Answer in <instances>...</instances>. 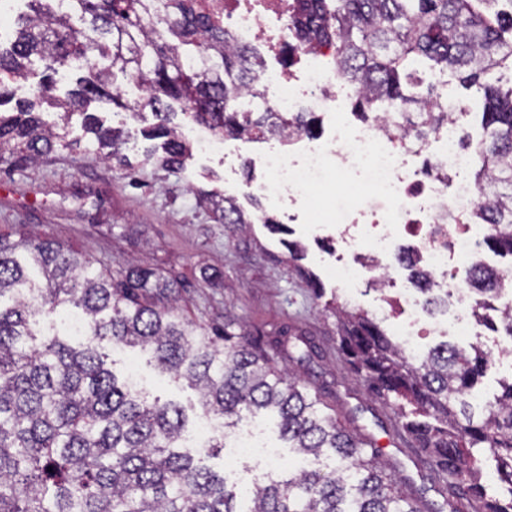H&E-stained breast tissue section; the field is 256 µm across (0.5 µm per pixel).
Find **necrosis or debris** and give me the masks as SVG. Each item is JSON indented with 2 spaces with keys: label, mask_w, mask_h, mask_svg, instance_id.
<instances>
[{
  "label": "necrosis or debris",
  "mask_w": 512,
  "mask_h": 512,
  "mask_svg": "<svg viewBox=\"0 0 512 512\" xmlns=\"http://www.w3.org/2000/svg\"><path fill=\"white\" fill-rule=\"evenodd\" d=\"M239 46L273 48L288 42V0H208ZM313 63L299 73L262 70L269 107L279 112L304 108L334 116L329 131L313 137L295 136L289 146L269 138L258 158L276 176L257 183L255 192L286 204L302 201L314 185L331 175L354 173L382 200L362 206L350 197L343 219L335 224L336 240L348 254L338 265L341 281L364 278L376 287L393 281L390 256L408 241L406 260L429 277V283L455 299L464 314H472L469 291L457 276L459 267H471L475 225L468 219L480 203L474 184L464 173L471 154L456 150L453 131L461 106L449 103L445 120L419 134L406 112H382L371 121L353 124L340 119L344 97L353 88L336 82V72L323 60L336 56L332 45L310 50ZM406 315L399 343L416 358V343L426 330L416 288L400 296Z\"/></svg>",
  "instance_id": "1"
}]
</instances>
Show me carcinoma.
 Masks as SVG:
<instances>
[{"mask_svg": "<svg viewBox=\"0 0 512 512\" xmlns=\"http://www.w3.org/2000/svg\"><path fill=\"white\" fill-rule=\"evenodd\" d=\"M63 0H28L8 49L0 47V108L14 85L43 64L32 96L0 111V155L21 151L31 159L70 146L69 119L81 116L105 160L123 164L124 130L89 111L94 103L129 110L114 71L135 82L137 110L157 123L145 132L162 140L156 163L179 172L188 148L181 114L227 138L259 141L289 128L310 134L312 120L288 117L265 104L266 89L248 47L230 43L224 24L201 0H69L83 27L53 7ZM294 0L290 30L302 47L336 42V72L357 90L364 111L426 112L430 127L444 119L442 93L411 91L416 66L451 71L477 85L486 99V138L474 184L485 203L471 223L488 225L482 245L512 256V86L482 83L503 70L512 76V14L497 0ZM82 59L87 75L67 97L55 94L56 76ZM109 65L101 67L98 60ZM61 122L41 117L42 106ZM226 224L251 220L229 199L211 201ZM429 313L448 307L450 295L426 287L413 269ZM511 284L474 265L469 287L475 310L493 307ZM175 278L142 265L113 271L53 240L0 232V512H421L384 474L382 452L323 410L318 391L279 369L285 360L318 356L316 342L286 326H271L257 343L230 331L231 323L202 327L167 300ZM78 311L85 341L58 337L55 317ZM339 351L356 379L393 406L415 447L451 479L453 494L469 492L477 512H512V380L475 411L469 400L494 364L492 351L443 342L409 359L381 322L363 311L335 308ZM139 346L161 371L198 390L203 407L235 429L264 411L278 418L280 436L312 466L262 482L238 508L226 478L175 450L186 419L172 402L149 400L118 385L97 342ZM333 456L326 471L322 459Z\"/></svg>", "mask_w": 512, "mask_h": 512, "instance_id": "1", "label": "carcinoma"}]
</instances>
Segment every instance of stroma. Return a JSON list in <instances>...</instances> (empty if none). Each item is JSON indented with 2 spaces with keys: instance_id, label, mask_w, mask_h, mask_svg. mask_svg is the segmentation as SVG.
<instances>
[{
  "instance_id": "35a3bbf8",
  "label": "stroma",
  "mask_w": 512,
  "mask_h": 512,
  "mask_svg": "<svg viewBox=\"0 0 512 512\" xmlns=\"http://www.w3.org/2000/svg\"><path fill=\"white\" fill-rule=\"evenodd\" d=\"M420 76L423 83L439 84L464 103L455 131L467 143H477L484 135L482 91L463 88L449 74L424 70ZM100 112L108 123L124 129L121 151L129 166L83 150H59L34 162L21 153L5 156L0 159V228L72 245L102 267L157 266L178 280L176 306L193 322L209 326L228 321L236 333L279 323L312 336L320 356L296 366L295 372L321 392L329 413L351 432L377 442L387 474L417 504H440L444 512H472L467 498L444 502L438 471L425 453H418L413 464L391 445L393 432L401 427L392 401L373 397L338 353L332 312L336 303L355 295L358 308L374 316L397 296L396 291L373 288L361 279L345 285L337 280L339 246L322 218L324 202H335L341 190L322 187L293 212L255 198L245 183L251 176L246 158L256 145L244 141L238 144L239 158L230 162L193 146L183 169L172 174L143 160L146 142L141 131L154 124L151 113L135 115L108 105ZM207 194L234 198L248 223L218 221L201 203ZM261 210L287 225V238L306 246L301 268L289 263L284 237L256 221ZM308 270L322 281V297H315L308 287L304 276ZM444 340L494 351L496 367L477 387L481 399H492L499 379L512 377V337L503 331L478 324L467 334L452 324L445 335L421 337L420 345L426 349ZM107 366L120 379L136 369L146 393L184 408L188 430L204 420L196 391L185 382L172 381L139 349L112 351Z\"/></svg>"
}]
</instances>
